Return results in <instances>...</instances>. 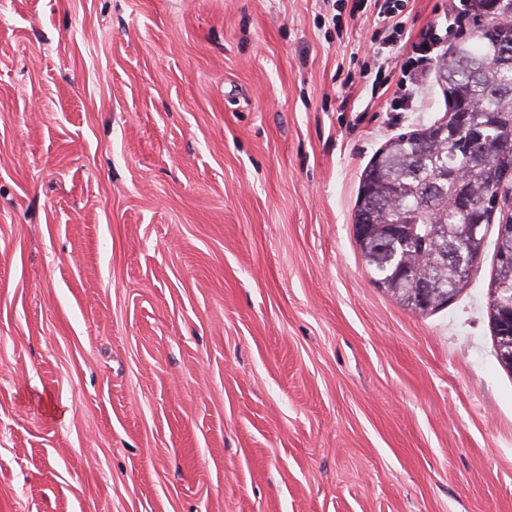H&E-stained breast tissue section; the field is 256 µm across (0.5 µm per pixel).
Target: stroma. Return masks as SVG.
Instances as JSON below:
<instances>
[{
  "instance_id": "stroma-1",
  "label": "stroma",
  "mask_w": 512,
  "mask_h": 512,
  "mask_svg": "<svg viewBox=\"0 0 512 512\" xmlns=\"http://www.w3.org/2000/svg\"><path fill=\"white\" fill-rule=\"evenodd\" d=\"M396 2L375 81L370 5L0 0V512H512L496 225L426 313L354 237L376 151L448 111V0ZM395 5H388V3H383L380 5L377 16L382 18V22H384L385 33L387 35L384 37L382 42V48L389 49V52L394 49V46L399 42L398 37L401 36V32L403 30V25H401V21L394 22L392 18L395 16L394 9ZM428 46V49H424ZM436 48V41L433 37H425L414 46V54L417 56L413 59L412 67L408 71L402 72V76L398 81V85L402 91L399 98L394 99L392 104L394 111H413V107H417L419 102L418 93L421 92L422 74L425 70V64L432 59L430 54Z\"/></svg>"
}]
</instances>
